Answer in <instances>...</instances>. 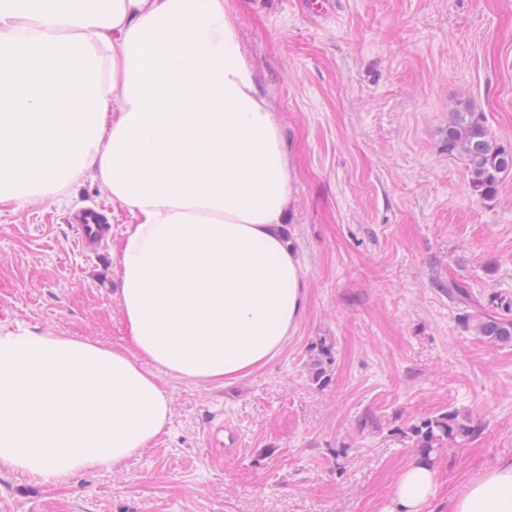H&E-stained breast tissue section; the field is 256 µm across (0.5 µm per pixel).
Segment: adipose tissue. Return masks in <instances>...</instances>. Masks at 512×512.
<instances>
[{
    "instance_id": "obj_1",
    "label": "adipose tissue",
    "mask_w": 512,
    "mask_h": 512,
    "mask_svg": "<svg viewBox=\"0 0 512 512\" xmlns=\"http://www.w3.org/2000/svg\"><path fill=\"white\" fill-rule=\"evenodd\" d=\"M87 177L130 215L129 346L0 334V466L45 477L136 455L170 419L156 370L242 376L306 302L288 144L229 0H0V207L65 199ZM434 492L431 465L412 462L392 512ZM451 512H512V460Z\"/></svg>"
}]
</instances>
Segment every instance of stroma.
I'll use <instances>...</instances> for the list:
<instances>
[{
    "label": "stroma",
    "instance_id": "1",
    "mask_svg": "<svg viewBox=\"0 0 512 512\" xmlns=\"http://www.w3.org/2000/svg\"><path fill=\"white\" fill-rule=\"evenodd\" d=\"M279 108L295 168L288 231L306 308L281 351L224 384L157 371L169 424L110 468L45 479L0 468V512H391L418 455L394 430L453 409L484 431L432 461L423 512L512 459V345L464 330L448 296L512 304V174L473 195L443 145L463 101L512 144V0H230ZM66 205L0 210V331L128 344L118 243L129 219L99 182ZM101 211L113 244L73 247ZM332 348L322 382L310 364ZM230 432L212 437L216 423Z\"/></svg>",
    "mask_w": 512,
    "mask_h": 512
}]
</instances>
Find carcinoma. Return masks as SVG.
Segmentation results:
<instances>
[{"label":"carcinoma","mask_w":512,"mask_h":512,"mask_svg":"<svg viewBox=\"0 0 512 512\" xmlns=\"http://www.w3.org/2000/svg\"><path fill=\"white\" fill-rule=\"evenodd\" d=\"M448 154L460 156L466 165L471 191L482 200L494 198L503 177L512 172V146L497 141L481 113L465 105L453 112L445 135ZM464 329L489 344L512 343V319L499 313L465 314ZM312 378L321 382L324 366L331 360V348L316 345ZM483 433V426L456 410H448L409 423L397 435L411 443L420 460L431 462L432 455L445 446H462Z\"/></svg>","instance_id":"1"}]
</instances>
